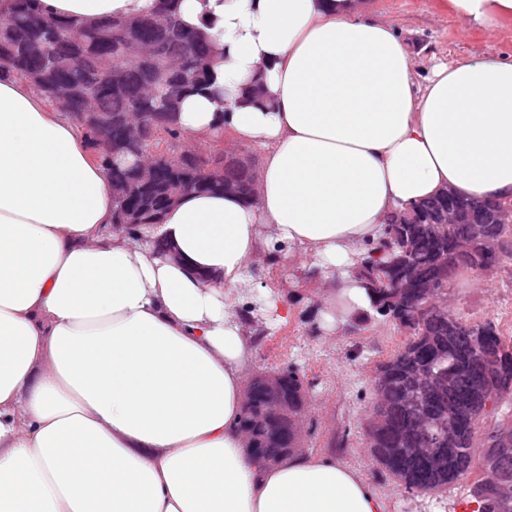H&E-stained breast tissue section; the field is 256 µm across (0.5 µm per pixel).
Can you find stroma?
<instances>
[{"label": "stroma", "instance_id": "obj_1", "mask_svg": "<svg viewBox=\"0 0 512 512\" xmlns=\"http://www.w3.org/2000/svg\"><path fill=\"white\" fill-rule=\"evenodd\" d=\"M378 9L409 45L418 78H425L439 59L452 60L473 54L512 57V29L495 33L463 32L451 14L438 12L435 0H377ZM310 260L299 250L281 251L277 261H256L249 275L256 289L250 303L259 306L263 292H271L288 306L286 321L267 326L257 344L249 373L296 365L312 382L304 418L308 453L331 454L357 468L384 502L385 512H472L470 481L450 485L435 493L407 491L398 481L380 475L364 444L371 385L369 379L379 360L403 341L404 334L379 316H370L359 327L327 330L316 307L319 280L310 276ZM451 304L469 323L493 319L504 335L512 336V256L477 281L456 280ZM348 434L347 447L333 445L335 436Z\"/></svg>", "mask_w": 512, "mask_h": 512}]
</instances>
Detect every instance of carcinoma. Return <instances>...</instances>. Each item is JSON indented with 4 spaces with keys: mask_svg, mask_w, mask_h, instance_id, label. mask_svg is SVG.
<instances>
[{
    "mask_svg": "<svg viewBox=\"0 0 512 512\" xmlns=\"http://www.w3.org/2000/svg\"><path fill=\"white\" fill-rule=\"evenodd\" d=\"M141 30L143 39L164 42L159 68L148 78L133 62L123 58L119 34L131 27ZM218 52L205 34L187 27L180 18L176 0H159L156 13L131 19H107L94 26L79 27L67 20L45 15L40 0H0V75L15 74L30 81L53 107L65 112L87 133L99 139L98 162L106 170L129 175L131 182L113 184L114 223L131 216L139 224H157L171 199L180 193L184 178L172 170L151 190L144 188L150 172L139 165H126L121 159L135 155L130 150L109 153L102 138L114 143L123 139L127 118L132 112H159L165 115L163 134L147 139L142 154L174 151L182 133L176 116L184 98L206 93L224 104V87L217 84L214 65ZM112 117V123L90 127L80 118L86 105ZM233 182L236 192L251 202L250 171L243 164L230 166L225 175L196 178V190L223 191V179ZM440 198L413 206L393 216L379 243L363 254L358 273L364 282L373 311L405 331L402 344L378 364L380 389L387 402L384 426L366 435L373 462L383 476L393 477L409 491L437 492L471 476L478 468L474 449L491 440L496 423H486L488 413L484 386L493 373L504 370L511 380L501 383L492 399L493 406L505 409L512 417V339L503 336L492 320L475 324L486 332V345L472 348L466 336L469 323L454 312L460 328L451 330L449 321L423 320L416 302L419 286L438 277L439 266H448V277L468 273L475 261L500 263L507 250L477 246V256H466L457 249V241L469 230L467 224H450L444 231L429 223L434 215L430 204ZM410 284L398 297L393 284ZM439 374L441 389L422 390L414 374L420 368ZM311 385L295 366L287 369L282 394L291 411L304 407ZM252 403L242 410L241 425L251 438L253 448L268 461L276 460L285 447L302 444V437L288 436L284 442L274 437L265 420L268 394L258 383L251 387ZM468 410L461 422V434L450 441L443 431L436 432L438 447L445 460L440 467L429 466L412 457L410 448L422 447L424 429L444 418L448 402ZM470 496L478 504L474 512H512V457L500 483L482 488L475 479Z\"/></svg>",
    "mask_w": 512,
    "mask_h": 512,
    "instance_id": "cac0c4a2",
    "label": "carcinoma"
}]
</instances>
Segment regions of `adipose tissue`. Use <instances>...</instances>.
<instances>
[{
	"label": "adipose tissue",
	"instance_id": "1",
	"mask_svg": "<svg viewBox=\"0 0 512 512\" xmlns=\"http://www.w3.org/2000/svg\"><path fill=\"white\" fill-rule=\"evenodd\" d=\"M157 6L41 0L82 25ZM439 8L467 31L512 21V0ZM178 10L222 52L228 104L186 97L185 140L222 123L260 146L257 202L188 192L131 239L84 130L27 80L0 78V512H383L337 458L249 455L255 312L234 298L253 291L254 260L296 247L347 300L324 314L335 329L371 310L356 269L391 216L446 189L512 201V58L440 64L421 86L374 0ZM256 82L261 102L241 101Z\"/></svg>",
	"mask_w": 512,
	"mask_h": 512
}]
</instances>
